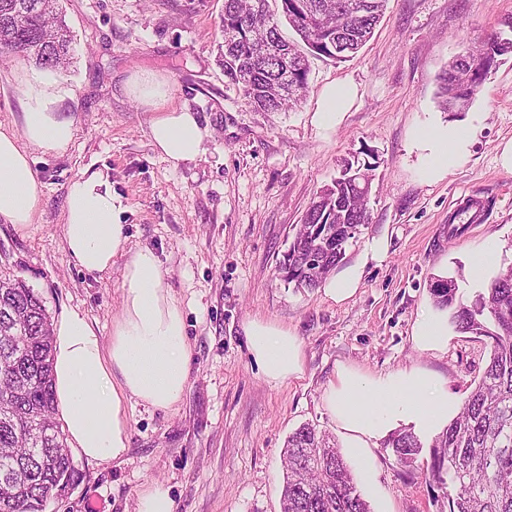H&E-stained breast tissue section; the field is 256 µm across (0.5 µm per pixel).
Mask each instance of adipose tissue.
Here are the masks:
<instances>
[{
	"instance_id": "adipose-tissue-1",
	"label": "adipose tissue",
	"mask_w": 512,
	"mask_h": 512,
	"mask_svg": "<svg viewBox=\"0 0 512 512\" xmlns=\"http://www.w3.org/2000/svg\"><path fill=\"white\" fill-rule=\"evenodd\" d=\"M129 92L152 112L150 136L172 165L196 161L209 136L195 112L171 108L165 80L132 75ZM26 111L21 132L0 130V219L18 230L34 222L43 186L26 145L46 154L66 152L75 122L57 109L70 98L66 82L51 77L25 81ZM469 133L457 124L434 126L421 137L428 152L427 169L452 168L466 150ZM123 198L113 192L107 174L84 172L68 186L63 239L74 266L89 274L111 269L124 258L123 309L103 341L81 310L63 313L53 324V377L58 419L67 442L81 456L105 461L122 457L129 447L127 404L169 409L179 402L190 375L191 350L182 310L171 296L160 257L150 247L131 248L121 216ZM248 346L264 376L280 384L300 375L304 360L297 336L280 326L252 320L244 327ZM456 400L422 369L370 379L344 371L326 395L329 414L355 433L350 451L363 455L367 441L382 437L398 421H411L436 432L448 421Z\"/></svg>"
}]
</instances>
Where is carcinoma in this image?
I'll list each match as a JSON object with an SVG mask.
<instances>
[{
	"instance_id": "cac0c4a2",
	"label": "carcinoma",
	"mask_w": 512,
	"mask_h": 512,
	"mask_svg": "<svg viewBox=\"0 0 512 512\" xmlns=\"http://www.w3.org/2000/svg\"><path fill=\"white\" fill-rule=\"evenodd\" d=\"M57 2L0 0V57L31 60L51 71L68 67L74 38ZM277 2L275 13L269 0H224L218 62L257 112H283L300 99L309 57L334 59L333 47L342 41L357 53L387 0ZM279 14L299 41L283 38ZM257 37L285 50L288 63L261 53ZM509 53L512 37L501 32L453 59L439 77L443 109L472 103L498 57ZM357 167L344 160L307 209L275 266L285 283L299 286L310 262L320 259L322 268L307 285L318 288L359 227L369 223V198L353 178ZM430 290L456 331L489 340V360L460 412L429 446L404 428L385 447L402 467L428 450L424 479L446 490L448 512H512V266L471 298L455 277L435 280ZM52 344L40 297L19 276L0 270V512H44L74 482V460L54 418ZM282 463L281 512H370L340 449L316 427L304 424L288 436Z\"/></svg>"
}]
</instances>
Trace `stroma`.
<instances>
[{
  "label": "stroma",
  "mask_w": 512,
  "mask_h": 512,
  "mask_svg": "<svg viewBox=\"0 0 512 512\" xmlns=\"http://www.w3.org/2000/svg\"><path fill=\"white\" fill-rule=\"evenodd\" d=\"M75 37L60 71L74 91L61 111L75 122L62 154L32 150L44 187L33 226L0 220V267L42 298L51 319L78 308L110 339L120 312L123 259L90 275L69 260L62 235L67 187L86 169L108 172L128 209L132 247H151L167 271L191 348L190 376L169 410L129 402L130 444L116 460L76 458L71 490L45 512H134L139 493L163 484L175 512H280L288 435L309 423L337 446L347 434L324 396L342 369L379 379L420 368L456 399L479 380L490 348L449 330L425 349L418 326L437 311L429 286L463 276L468 294L512 265V54L499 58L482 92L463 112L438 104V76L455 56L512 29V0H388L372 38L344 61L314 58L300 101L257 112L227 84L216 62L224 0H61ZM24 60L0 62V125L22 127L17 90ZM137 70L166 76L172 103L196 113L212 136L199 160L172 166L155 152L151 115L129 95ZM351 96L333 126L317 113L332 85ZM460 121L469 129L463 161L426 177L420 135ZM376 163L369 224L346 247L342 267L364 262L356 294L341 303L275 276V265L315 194L343 160ZM487 207L478 223L450 234L462 200ZM376 239L378 259L365 256ZM490 261L474 269L476 257ZM273 322L300 339L304 371L268 382L252 357L244 324ZM371 470L348 463L371 512H439L437 488L396 464L390 449L370 450Z\"/></svg>",
  "instance_id": "obj_1"
}]
</instances>
